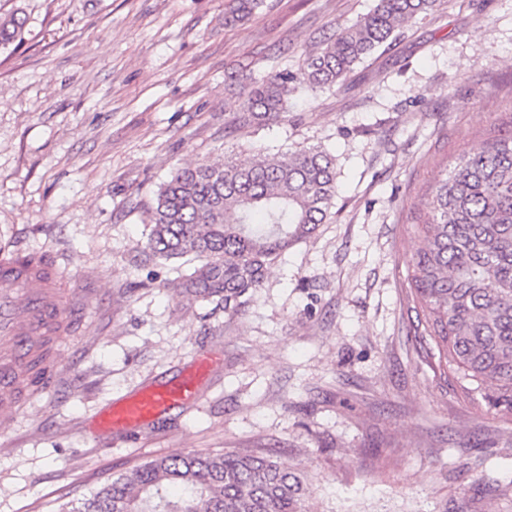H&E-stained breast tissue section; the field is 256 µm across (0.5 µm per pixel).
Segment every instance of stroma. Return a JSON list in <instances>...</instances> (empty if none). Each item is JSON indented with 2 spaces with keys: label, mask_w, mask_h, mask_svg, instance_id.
Instances as JSON below:
<instances>
[{
  "label": "stroma",
  "mask_w": 512,
  "mask_h": 512,
  "mask_svg": "<svg viewBox=\"0 0 512 512\" xmlns=\"http://www.w3.org/2000/svg\"><path fill=\"white\" fill-rule=\"evenodd\" d=\"M226 4L0 0L26 20L0 53V255L49 256L93 290L53 342V388L0 418V512H58L182 450L289 463L307 512H512V422L436 376L406 284L445 164L512 135V0H447L266 126L242 122L228 74L300 73L375 0H265L234 26ZM312 147L339 185L317 232L238 313L180 294L187 263L146 247L171 172ZM200 355L217 364L195 402L131 442L92 432Z\"/></svg>",
  "instance_id": "obj_1"
}]
</instances>
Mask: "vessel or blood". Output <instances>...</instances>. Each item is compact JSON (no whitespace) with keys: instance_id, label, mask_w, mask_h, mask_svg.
I'll list each match as a JSON object with an SVG mask.
<instances>
[{"instance_id":"vessel-or-blood-1","label":"vessel or blood","mask_w":512,"mask_h":512,"mask_svg":"<svg viewBox=\"0 0 512 512\" xmlns=\"http://www.w3.org/2000/svg\"><path fill=\"white\" fill-rule=\"evenodd\" d=\"M53 274L15 264H0V389L14 391L19 382L17 356L40 336L46 325L57 323L60 312L52 289ZM195 370L164 384L149 383L115 400L96 413L98 430L110 439L125 441L139 434L157 417L183 407L199 394L202 373L213 368L210 357L194 362Z\"/></svg>"}]
</instances>
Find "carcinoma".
<instances>
[{
  "mask_svg": "<svg viewBox=\"0 0 512 512\" xmlns=\"http://www.w3.org/2000/svg\"><path fill=\"white\" fill-rule=\"evenodd\" d=\"M263 0H231L224 24L252 15ZM442 0H376L309 55L300 74L286 70L251 83L243 120L279 117L291 84L313 91L343 83L406 23L437 12ZM23 22L0 21V51L22 39ZM334 159L319 147L256 159L178 169L148 212L147 247L163 260L191 257L181 283L197 301L236 313L262 287L265 271L315 233L337 193ZM413 225L423 246L408 263L418 323L440 374L460 396L512 421V136L463 153ZM50 338L31 345L21 367L39 383ZM307 487L291 467L260 454L180 451L152 459L69 503L59 512H303Z\"/></svg>",
  "mask_w": 512,
  "mask_h": 512,
  "instance_id": "carcinoma-1",
  "label": "carcinoma"
}]
</instances>
